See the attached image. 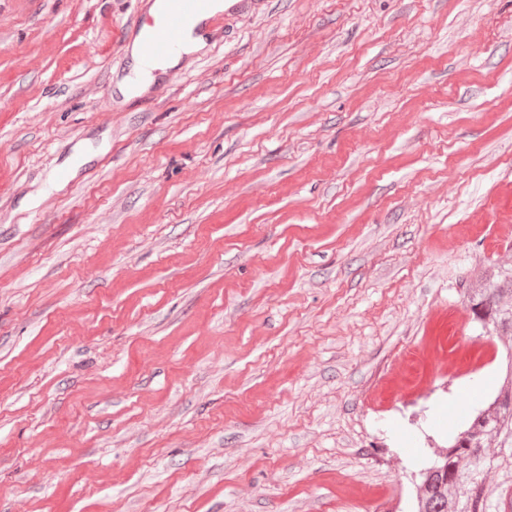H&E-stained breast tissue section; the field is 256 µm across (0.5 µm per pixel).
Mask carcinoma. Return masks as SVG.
I'll return each instance as SVG.
<instances>
[{"mask_svg": "<svg viewBox=\"0 0 512 512\" xmlns=\"http://www.w3.org/2000/svg\"><path fill=\"white\" fill-rule=\"evenodd\" d=\"M467 296L481 335L502 340L506 374L492 404L421 473L415 512H512L486 483L492 471L512 482V265L489 267Z\"/></svg>", "mask_w": 512, "mask_h": 512, "instance_id": "1", "label": "carcinoma"}]
</instances>
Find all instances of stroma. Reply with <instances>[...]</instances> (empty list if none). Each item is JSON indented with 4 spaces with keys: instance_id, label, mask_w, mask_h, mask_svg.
I'll return each instance as SVG.
<instances>
[{
    "instance_id": "obj_1",
    "label": "stroma",
    "mask_w": 512,
    "mask_h": 512,
    "mask_svg": "<svg viewBox=\"0 0 512 512\" xmlns=\"http://www.w3.org/2000/svg\"><path fill=\"white\" fill-rule=\"evenodd\" d=\"M138 8L0 0V512H414L500 381L443 361L512 264V0H247L127 99Z\"/></svg>"
}]
</instances>
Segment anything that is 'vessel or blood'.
Listing matches in <instances>:
<instances>
[{"label": "vessel or blood", "mask_w": 512, "mask_h": 512, "mask_svg": "<svg viewBox=\"0 0 512 512\" xmlns=\"http://www.w3.org/2000/svg\"><path fill=\"white\" fill-rule=\"evenodd\" d=\"M161 9H153L150 0H142L133 22L142 35L141 53L146 64L158 63L177 53L184 44L189 25L200 19L205 25L219 24L220 15L211 11V0H162Z\"/></svg>", "instance_id": "vessel-or-blood-1"}]
</instances>
